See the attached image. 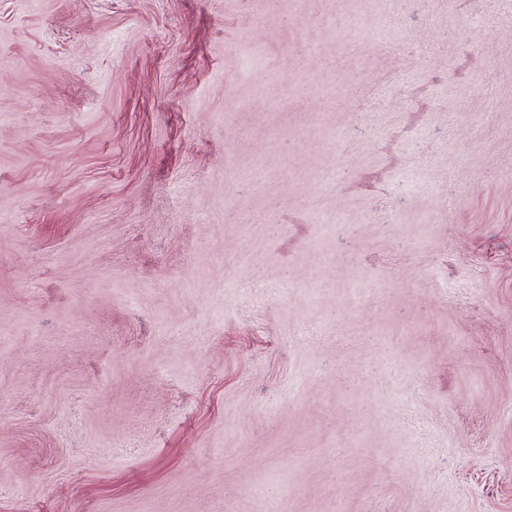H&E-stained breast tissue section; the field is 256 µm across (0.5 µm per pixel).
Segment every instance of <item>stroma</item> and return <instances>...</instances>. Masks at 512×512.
Returning a JSON list of instances; mask_svg holds the SVG:
<instances>
[{
    "mask_svg": "<svg viewBox=\"0 0 512 512\" xmlns=\"http://www.w3.org/2000/svg\"><path fill=\"white\" fill-rule=\"evenodd\" d=\"M0 512H512V0H0Z\"/></svg>",
    "mask_w": 512,
    "mask_h": 512,
    "instance_id": "obj_1",
    "label": "stroma"
}]
</instances>
